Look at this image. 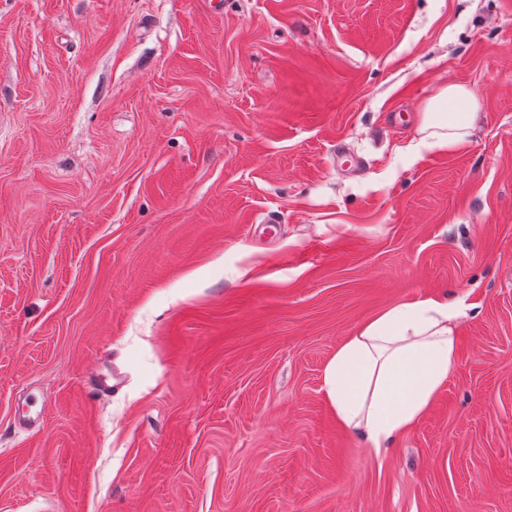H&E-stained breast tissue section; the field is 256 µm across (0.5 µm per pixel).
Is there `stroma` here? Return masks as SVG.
<instances>
[{
  "label": "stroma",
  "instance_id": "stroma-1",
  "mask_svg": "<svg viewBox=\"0 0 512 512\" xmlns=\"http://www.w3.org/2000/svg\"><path fill=\"white\" fill-rule=\"evenodd\" d=\"M440 292L366 448L325 366ZM0 512H512V0H0ZM479 106L476 95L466 87L444 86L423 112L414 156L420 158L422 150L448 153L468 146L480 113ZM447 108L452 112L445 119L440 112ZM460 303L434 295L383 311L348 336L324 370L336 418L379 452L417 425L456 366Z\"/></svg>",
  "mask_w": 512,
  "mask_h": 512
}]
</instances>
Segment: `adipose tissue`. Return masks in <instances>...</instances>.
Returning a JSON list of instances; mask_svg holds the SVG:
<instances>
[{
  "label": "adipose tissue",
  "mask_w": 512,
  "mask_h": 512,
  "mask_svg": "<svg viewBox=\"0 0 512 512\" xmlns=\"http://www.w3.org/2000/svg\"><path fill=\"white\" fill-rule=\"evenodd\" d=\"M479 116L476 95L444 86L426 106L417 150L448 153L469 145ZM458 301L434 295L383 311L348 336L324 370L336 417L366 447H390L432 407L456 366Z\"/></svg>",
  "instance_id": "ef3b65f1"
}]
</instances>
